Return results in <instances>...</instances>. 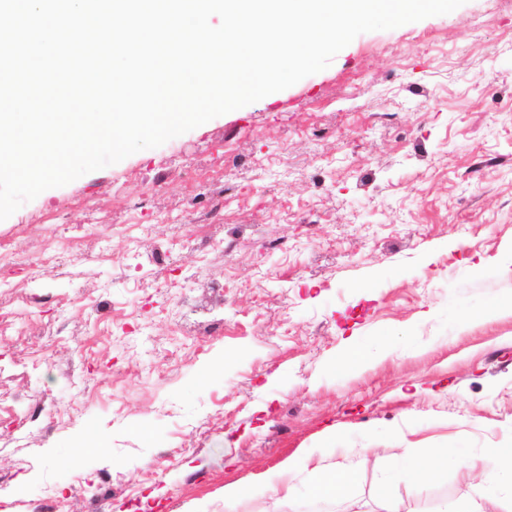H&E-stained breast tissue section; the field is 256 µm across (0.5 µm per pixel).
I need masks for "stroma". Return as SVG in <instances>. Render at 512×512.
<instances>
[{
	"mask_svg": "<svg viewBox=\"0 0 512 512\" xmlns=\"http://www.w3.org/2000/svg\"><path fill=\"white\" fill-rule=\"evenodd\" d=\"M0 244V512H336L265 485L329 428L381 512L395 449L512 448V317L485 314L512 300V0L360 34L43 191ZM391 494L436 512L480 486L448 467Z\"/></svg>",
	"mask_w": 512,
	"mask_h": 512,
	"instance_id": "1",
	"label": "stroma"
}]
</instances>
